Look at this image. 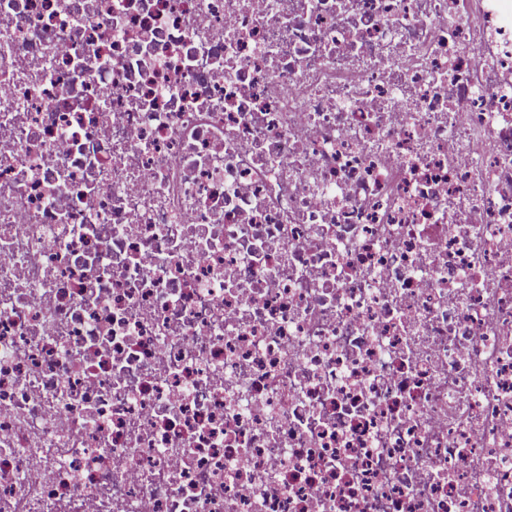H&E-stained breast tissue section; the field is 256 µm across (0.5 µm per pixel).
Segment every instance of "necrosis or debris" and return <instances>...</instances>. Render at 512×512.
Returning a JSON list of instances; mask_svg holds the SVG:
<instances>
[{"instance_id": "4bbe7bcc", "label": "necrosis or debris", "mask_w": 512, "mask_h": 512, "mask_svg": "<svg viewBox=\"0 0 512 512\" xmlns=\"http://www.w3.org/2000/svg\"><path fill=\"white\" fill-rule=\"evenodd\" d=\"M0 512H512V0H0Z\"/></svg>"}]
</instances>
